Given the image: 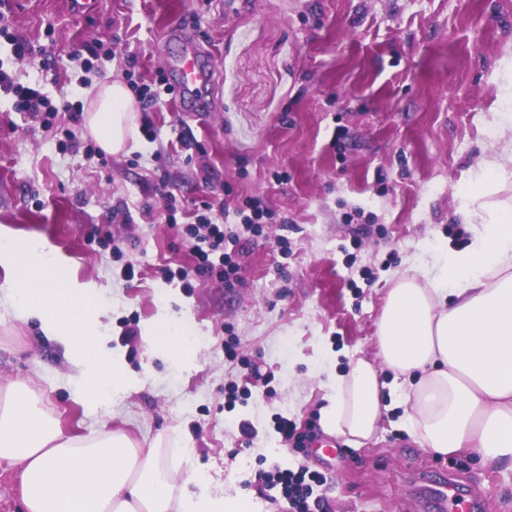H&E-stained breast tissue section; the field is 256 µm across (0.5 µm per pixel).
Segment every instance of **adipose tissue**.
Here are the masks:
<instances>
[{
  "label": "adipose tissue",
  "instance_id": "ef3b65f1",
  "mask_svg": "<svg viewBox=\"0 0 512 512\" xmlns=\"http://www.w3.org/2000/svg\"><path fill=\"white\" fill-rule=\"evenodd\" d=\"M138 108L118 80L98 84L86 127L109 153L135 139ZM500 152L464 194L461 214L478 228L445 262L393 279L377 330L376 360L350 355L333 379L322 423L362 445L391 407L398 423L435 453L475 450L512 470V206L489 202L494 184L512 180V114L498 115ZM0 302L35 319L60 343L76 400L94 413L140 383L120 350L108 346L99 291L65 273L56 251L0 232ZM148 351L192 363L197 341L183 319L159 311L142 333ZM391 380H382L381 369ZM33 387L0 385V461L22 464L25 512H259L255 499L215 485L208 469L166 465L164 438L140 447L129 435L100 430L64 434L39 406Z\"/></svg>",
  "mask_w": 512,
  "mask_h": 512
}]
</instances>
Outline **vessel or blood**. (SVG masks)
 <instances>
[{"instance_id":"obj_1","label":"vessel or blood","mask_w":512,"mask_h":512,"mask_svg":"<svg viewBox=\"0 0 512 512\" xmlns=\"http://www.w3.org/2000/svg\"><path fill=\"white\" fill-rule=\"evenodd\" d=\"M168 67L178 90L180 111H211L206 97L207 87L213 79L210 53L189 43Z\"/></svg>"}]
</instances>
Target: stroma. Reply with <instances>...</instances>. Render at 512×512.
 I'll list each match as a JSON object with an SVG mask.
<instances>
[{
	"instance_id": "obj_1",
	"label": "stroma",
	"mask_w": 512,
	"mask_h": 512,
	"mask_svg": "<svg viewBox=\"0 0 512 512\" xmlns=\"http://www.w3.org/2000/svg\"><path fill=\"white\" fill-rule=\"evenodd\" d=\"M171 28L212 51L214 109L183 112L162 95L138 115L155 139L138 136L129 152L97 148L84 113L46 125L0 97V230L45 240L71 278L98 284L105 338L146 380L84 415L62 346L4 304L0 384L40 391L69 434L120 429L145 447L167 437L168 463L188 449L263 512L286 504L279 489L258 493L255 473L286 466L326 476L313 494L330 512H439L450 479L481 493V512H512L511 470L470 449L427 450L394 426L398 411L362 446L337 439L333 458L276 429L281 415L325 439L327 383L348 353L374 359L390 275L469 244L458 208L499 147L512 0H0V66L57 103L87 101L107 78L156 87L168 80ZM10 33L34 53L16 57ZM64 127L75 147L59 146ZM172 195L184 212L171 223ZM248 196L274 219L236 255L233 284L198 273L188 212L206 201L232 223ZM163 305L198 336L195 364L146 351L142 329ZM230 341L239 360L224 354ZM234 386L248 395L231 406Z\"/></svg>"
}]
</instances>
